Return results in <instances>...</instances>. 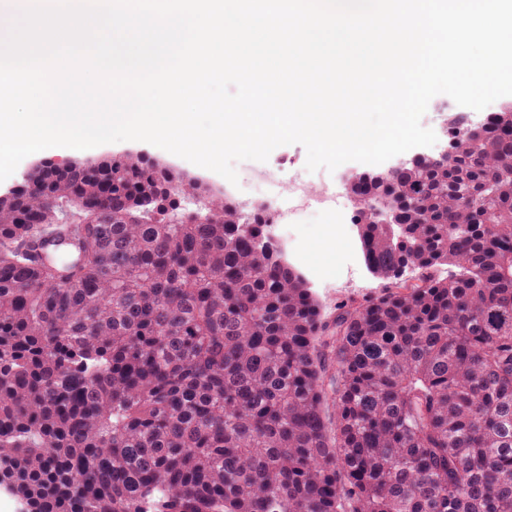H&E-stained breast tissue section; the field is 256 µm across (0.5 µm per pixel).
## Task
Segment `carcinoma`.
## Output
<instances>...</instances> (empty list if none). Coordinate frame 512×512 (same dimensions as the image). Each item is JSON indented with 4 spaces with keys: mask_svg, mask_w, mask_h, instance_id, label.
I'll list each match as a JSON object with an SVG mask.
<instances>
[{
    "mask_svg": "<svg viewBox=\"0 0 512 512\" xmlns=\"http://www.w3.org/2000/svg\"><path fill=\"white\" fill-rule=\"evenodd\" d=\"M451 140L348 180L381 289L331 318L259 207L138 154L30 168L0 195V486L28 512H512V108Z\"/></svg>",
    "mask_w": 512,
    "mask_h": 512,
    "instance_id": "carcinoma-1",
    "label": "carcinoma"
}]
</instances>
